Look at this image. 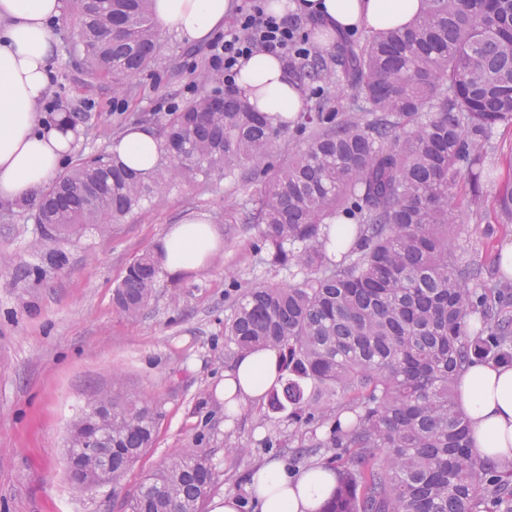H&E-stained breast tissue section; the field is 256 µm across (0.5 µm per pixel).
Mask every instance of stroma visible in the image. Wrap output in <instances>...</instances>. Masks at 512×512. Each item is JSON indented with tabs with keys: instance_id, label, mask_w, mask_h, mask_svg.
<instances>
[{
	"instance_id": "stroma-1",
	"label": "stroma",
	"mask_w": 512,
	"mask_h": 512,
	"mask_svg": "<svg viewBox=\"0 0 512 512\" xmlns=\"http://www.w3.org/2000/svg\"><path fill=\"white\" fill-rule=\"evenodd\" d=\"M76 29L73 7L65 5L46 97L56 112L86 115L74 127L70 162L108 151L130 126L212 89L203 80L211 71L203 44L169 31L160 34L152 73L131 80V94L114 95L108 81L88 84ZM485 165L493 180L475 187L469 174L460 177L457 191L469 206L454 241L491 263L512 243V218L497 207L499 193L512 189V123L494 129ZM264 177L257 168L236 182L185 179L109 234L89 229L59 240L35 224L32 204H0V512H125L143 478L183 448L207 454L217 475L214 496L233 495L240 512H258L251 476L260 466L275 460L299 474L326 462L327 448L294 459L302 429L289 411H273L264 400L232 412L216 394L237 358L224 342L234 299L256 284L289 279L244 221L252 186ZM229 214L234 223H225ZM198 216L224 238L212 265L177 280L158 272L137 318L117 314L112 296L128 266L154 252L168 225ZM55 251L62 264L48 261ZM109 390L155 397L162 417L152 447L119 486L78 493L67 470L68 426L90 396Z\"/></svg>"
}]
</instances>
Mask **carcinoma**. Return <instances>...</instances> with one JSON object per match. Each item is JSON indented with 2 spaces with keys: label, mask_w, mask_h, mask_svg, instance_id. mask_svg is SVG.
Listing matches in <instances>:
<instances>
[{
  "label": "carcinoma",
  "mask_w": 512,
  "mask_h": 512,
  "mask_svg": "<svg viewBox=\"0 0 512 512\" xmlns=\"http://www.w3.org/2000/svg\"><path fill=\"white\" fill-rule=\"evenodd\" d=\"M76 10L90 80L120 93L151 71L161 48L151 0H76ZM299 75L340 79L365 106L332 112L323 92L291 122L304 146L255 185L246 220L272 263L302 280L246 289L225 342L282 355L288 378L270 405H291L308 427L296 455L332 448L328 464L343 467L324 512H512V468L472 456L455 397L464 365L512 364V289L486 278L484 261L461 262L451 242L459 171L491 180L489 132L512 123V0H423L410 25L309 58ZM291 123L272 125L232 91L222 110L201 95L162 121V147L179 155L152 181L101 153L61 173L32 217L58 238L89 225L104 234L181 179H237ZM157 273L150 253L130 264L113 294L121 316L137 317ZM308 382L334 401L305 396ZM101 405L112 406L98 422L112 448L102 482L115 487L151 447L161 411L109 391L83 410ZM215 483L206 455L183 448L127 507L202 512Z\"/></svg>",
  "instance_id": "carcinoma-1"
}]
</instances>
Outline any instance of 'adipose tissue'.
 Here are the masks:
<instances>
[{
  "instance_id": "ef3b65f1",
  "label": "adipose tissue",
  "mask_w": 512,
  "mask_h": 512,
  "mask_svg": "<svg viewBox=\"0 0 512 512\" xmlns=\"http://www.w3.org/2000/svg\"><path fill=\"white\" fill-rule=\"evenodd\" d=\"M303 13L331 33L380 31L414 21L421 0H301ZM230 0H153L157 25L191 42H204L224 27ZM63 0H0V203L32 198L63 164L75 133L66 121L43 127L38 108L50 86L58 54L52 22ZM239 96L273 123L294 119L303 108L300 89L276 55L259 51L243 60L236 79ZM113 161L143 178L157 173L163 155L156 131L136 125L113 141ZM224 248L214 224L192 218L169 226L155 258L173 277L207 268ZM279 358L265 349L240 354L224 373L218 392L228 408L262 399L276 383ZM458 403L472 432V452L502 466L512 464V366L475 364L461 372ZM337 476L320 464L302 474L278 463L256 470L252 484L260 512H321Z\"/></svg>"
}]
</instances>
